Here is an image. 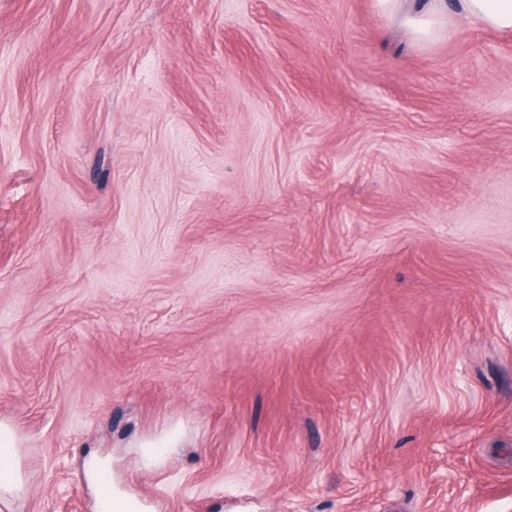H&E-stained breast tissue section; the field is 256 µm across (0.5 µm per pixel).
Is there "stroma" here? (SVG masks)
Segmentation results:
<instances>
[{
	"label": "stroma",
	"mask_w": 512,
	"mask_h": 512,
	"mask_svg": "<svg viewBox=\"0 0 512 512\" xmlns=\"http://www.w3.org/2000/svg\"><path fill=\"white\" fill-rule=\"evenodd\" d=\"M16 512H512V31L376 0H0ZM381 8L399 18L414 41L430 42L448 27L447 0H378Z\"/></svg>",
	"instance_id": "1"
}]
</instances>
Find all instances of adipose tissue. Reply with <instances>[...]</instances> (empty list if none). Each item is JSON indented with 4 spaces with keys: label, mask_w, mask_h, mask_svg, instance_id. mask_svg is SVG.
<instances>
[{
    "label": "adipose tissue",
    "mask_w": 512,
    "mask_h": 512,
    "mask_svg": "<svg viewBox=\"0 0 512 512\" xmlns=\"http://www.w3.org/2000/svg\"><path fill=\"white\" fill-rule=\"evenodd\" d=\"M381 8L399 18L418 42L442 37L447 25L480 26L512 30V0H378ZM19 437L8 423L0 421V504L11 507L24 488V478L16 459Z\"/></svg>",
    "instance_id": "ef3b65f1"
}]
</instances>
